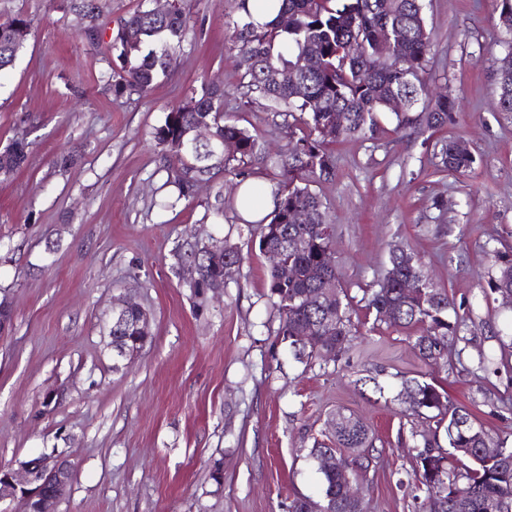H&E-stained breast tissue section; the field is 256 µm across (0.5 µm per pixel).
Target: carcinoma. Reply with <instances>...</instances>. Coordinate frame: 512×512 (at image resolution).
I'll use <instances>...</instances> for the list:
<instances>
[{
    "mask_svg": "<svg viewBox=\"0 0 512 512\" xmlns=\"http://www.w3.org/2000/svg\"><path fill=\"white\" fill-rule=\"evenodd\" d=\"M247 0H238V16L230 23L231 38L243 68L242 87L249 97L270 103L272 111L292 118L289 141L282 154L270 159L282 180L271 219L254 226L245 223L249 241L259 250L277 248L283 266L269 269L268 297L279 312L280 342L288 344L294 358L306 365L316 361L336 362L348 349L352 336L354 297L337 271L322 265L323 255L335 245V225L322 198L311 185L332 179L335 156L326 145L344 140H374L385 132L378 113L392 112L395 131H438L456 112L451 96L426 100L425 74L432 40L424 9L425 0H282L278 16L257 25L248 20ZM71 8L86 20L84 35L95 45L100 41V6L95 0H77ZM24 31L0 30V71L13 65L29 36ZM189 31L187 14L177 7L166 17L150 8L135 11L118 28L112 49L119 67L100 75L115 94L136 91L147 94L159 75H165L181 50ZM306 58L307 68H298ZM276 68L285 77L271 85L266 71ZM499 109L512 112V48L497 59ZM303 84L311 97L321 102L314 111L296 96ZM408 103L403 112L391 111V101ZM210 125L208 144H189L193 128ZM154 138L164 151L168 183L179 195L189 196L196 184L215 172L238 176L242 167L260 150L258 138L224 117V89L201 82L189 104L166 115ZM231 141L235 150L220 153ZM28 143L17 137L0 156V174L21 170ZM472 152L459 148V140L442 146L444 169L465 173L474 168ZM295 210L309 213L307 224H294ZM221 243L191 248L178 255L186 267L187 283L196 295L215 275L228 279L239 268L241 254L230 260L217 258ZM410 280L414 293L406 295L402 282ZM487 287L497 294L512 291V251L490 253ZM366 313L374 323L408 329L423 327L414 337L417 357L427 366L448 368V360H462L465 348L457 347L461 319L456 302L438 287L424 270L422 261L400 245L389 251L383 272L360 287ZM316 297L308 301L309 295ZM141 311L131 310L121 326H112V337L134 335L133 324ZM336 320L335 344H325L316 326L328 318ZM398 400L404 415L421 422L411 430L412 466L417 487L424 492L422 512H512V438L492 442L483 424L467 409L452 403L448 391L435 381L401 377ZM465 427H458L459 423ZM334 441H316L310 456L345 451L348 472L320 470L323 493L320 500L297 497L288 512H362L357 501L344 490L345 475L358 482L365 479L373 463V438L368 425L353 415L336 411L331 419Z\"/></svg>",
    "mask_w": 512,
    "mask_h": 512,
    "instance_id": "cac0c4a2",
    "label": "carcinoma"
}]
</instances>
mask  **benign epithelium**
Listing matches in <instances>:
<instances>
[{
	"mask_svg": "<svg viewBox=\"0 0 512 512\" xmlns=\"http://www.w3.org/2000/svg\"><path fill=\"white\" fill-rule=\"evenodd\" d=\"M136 342L132 345L118 341L110 348L118 360L139 352V345L149 338V316L142 312L134 323ZM71 481V465L61 453L41 454L16 462L14 467H0V503L22 499L26 512H51L53 503L64 497Z\"/></svg>",
	"mask_w": 512,
	"mask_h": 512,
	"instance_id": "7a95c632",
	"label": "benign epithelium"
}]
</instances>
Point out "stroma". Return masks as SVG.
Wrapping results in <instances>:
<instances>
[{"label":"stroma","instance_id":"35a3bbf8","mask_svg":"<svg viewBox=\"0 0 512 512\" xmlns=\"http://www.w3.org/2000/svg\"><path fill=\"white\" fill-rule=\"evenodd\" d=\"M102 38L91 45L65 0H0V22L30 35L0 72V151L30 144L24 169L0 175V466L54 450L73 475L53 512H287L322 496L314 440L333 438L336 410L375 434L364 512H417L408 447L412 422L396 400L399 373L426 370L413 336L374 325L363 308L338 362L297 363L276 336L269 262L238 237L241 179L276 185L265 154L288 141L282 117L238 89L229 22L236 0H179L192 30L170 73L148 95L114 96L100 82L109 44L140 0H98ZM432 31L428 90L459 110L443 137L468 143L474 170H435L433 142L394 133L334 145L336 176L315 184L336 226L337 269L351 295L379 274L393 245L422 258L464 318L462 362L436 372L489 437L512 433V306L485 295L489 250L512 246V113L498 109L502 50L494 0H426ZM224 86V111L263 148L244 178L217 175L161 209L167 173L154 138L199 78ZM74 164L59 168L60 155ZM226 241L243 261L223 291L197 299L177 262L189 242ZM128 292L150 319L148 343L115 363L107 327ZM488 370H476L479 357ZM377 377L383 394L355 382Z\"/></svg>","mask_w":512,"mask_h":512}]
</instances>
